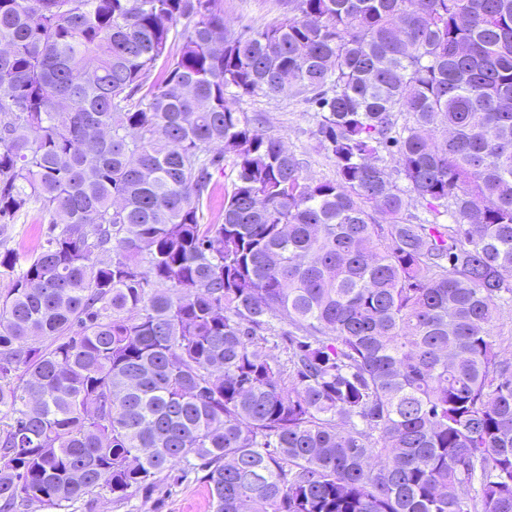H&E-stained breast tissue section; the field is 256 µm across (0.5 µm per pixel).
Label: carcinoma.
<instances>
[{"label":"carcinoma","mask_w":512,"mask_h":512,"mask_svg":"<svg viewBox=\"0 0 512 512\" xmlns=\"http://www.w3.org/2000/svg\"><path fill=\"white\" fill-rule=\"evenodd\" d=\"M221 4L0 0V512L192 471L214 512H512V0ZM224 26L237 31L244 25L264 27L282 18L279 0H223ZM240 107L249 115L262 116L264 129L279 136L288 151L305 161L307 175L317 180L336 178L334 163L309 133V124L302 116L304 104L288 95L273 98L256 96L244 98ZM48 224V216L31 213L22 217L16 223L11 234L8 246L14 248L21 256L33 253L41 243L43 225ZM498 355L502 360H512V306L501 308L499 315Z\"/></svg>","instance_id":"cac0c4a2"}]
</instances>
